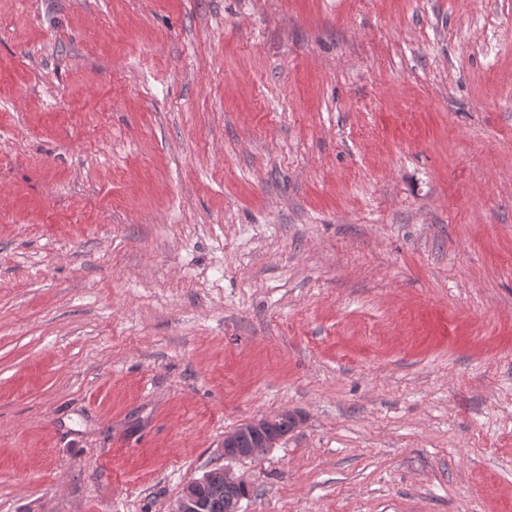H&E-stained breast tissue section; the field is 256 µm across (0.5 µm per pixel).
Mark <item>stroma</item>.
<instances>
[{
	"mask_svg": "<svg viewBox=\"0 0 512 512\" xmlns=\"http://www.w3.org/2000/svg\"><path fill=\"white\" fill-rule=\"evenodd\" d=\"M512 512V0H0V512ZM259 438L248 435L244 448L240 447V434L237 428L224 434V459L225 460H241L256 459L262 455H257L254 448H260V454L267 453L271 448L259 446ZM205 475L189 480L182 488L179 495L171 502L168 512H237L238 507L224 500V496L236 499L239 505L244 498L238 495V491L243 483L234 471L230 468H215L206 472V482L201 489L205 496L207 507L199 486L204 483ZM224 496H212L209 492L211 488L223 487ZM206 508V510H204Z\"/></svg>",
	"mask_w": 512,
	"mask_h": 512,
	"instance_id": "35a3bbf8",
	"label": "stroma"
}]
</instances>
